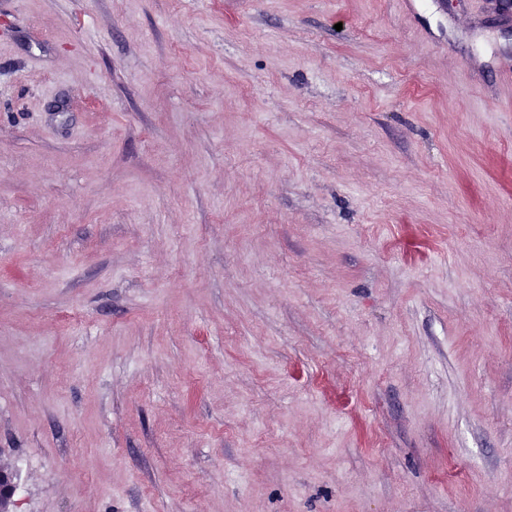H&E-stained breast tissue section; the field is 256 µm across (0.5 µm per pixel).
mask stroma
I'll list each match as a JSON object with an SVG mask.
<instances>
[{"label": "stroma", "mask_w": 512, "mask_h": 512, "mask_svg": "<svg viewBox=\"0 0 512 512\" xmlns=\"http://www.w3.org/2000/svg\"><path fill=\"white\" fill-rule=\"evenodd\" d=\"M512 10L0 0L15 512H512Z\"/></svg>", "instance_id": "1"}]
</instances>
